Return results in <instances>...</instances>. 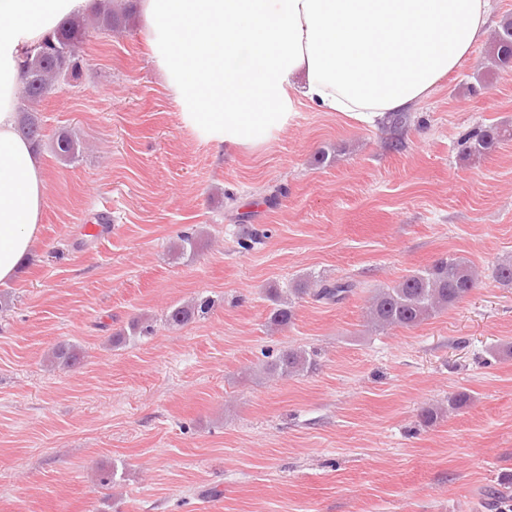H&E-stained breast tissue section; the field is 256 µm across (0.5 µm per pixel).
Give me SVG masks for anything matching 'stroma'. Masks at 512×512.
<instances>
[{
    "label": "stroma",
    "mask_w": 512,
    "mask_h": 512,
    "mask_svg": "<svg viewBox=\"0 0 512 512\" xmlns=\"http://www.w3.org/2000/svg\"><path fill=\"white\" fill-rule=\"evenodd\" d=\"M487 47L399 131L302 106L268 143L224 153L185 123L138 16L84 45L79 79L37 105L47 203L32 255L0 285V512L512 504V286L492 275L512 258V137L462 154L475 128L512 130V70ZM61 131L80 145L68 161ZM104 219L110 236L90 234ZM246 228L263 234L249 251ZM186 232L199 248L173 254ZM449 253L480 273L465 300L409 330L368 327L377 289ZM309 274L353 291L300 299L269 331L268 288ZM197 296L207 315L165 323ZM136 317L153 335L113 343ZM60 344L81 365L51 366ZM299 347L311 372L265 373Z\"/></svg>",
    "instance_id": "stroma-1"
}]
</instances>
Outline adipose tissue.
Returning a JSON list of instances; mask_svg holds the SVG:
<instances>
[{
  "label": "adipose tissue",
  "mask_w": 512,
  "mask_h": 512,
  "mask_svg": "<svg viewBox=\"0 0 512 512\" xmlns=\"http://www.w3.org/2000/svg\"><path fill=\"white\" fill-rule=\"evenodd\" d=\"M93 0H0V283L15 278L46 206L40 154L18 133L28 51ZM184 117L218 148L283 131L298 104L361 122L429 96L469 58L493 0H138Z\"/></svg>",
  "instance_id": "adipose-tissue-1"
}]
</instances>
